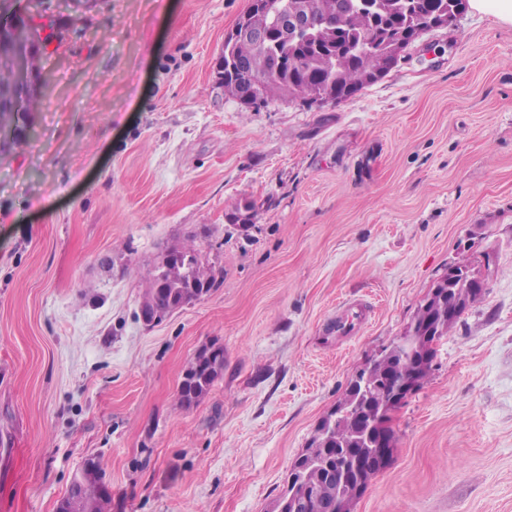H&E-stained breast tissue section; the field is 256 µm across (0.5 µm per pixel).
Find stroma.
<instances>
[{"label":"stroma","instance_id":"1","mask_svg":"<svg viewBox=\"0 0 512 512\" xmlns=\"http://www.w3.org/2000/svg\"><path fill=\"white\" fill-rule=\"evenodd\" d=\"M43 6L51 87L0 143V512H56L90 456L112 512H266L459 262L483 296L353 512H512V26L469 9L346 101L248 107L219 60L249 0ZM189 245L220 285L144 324ZM354 300L369 323L326 342ZM213 342L224 373L183 406ZM224 369V347L215 354L206 348L198 352L184 369L178 396L182 405L191 406L204 397Z\"/></svg>","mask_w":512,"mask_h":512}]
</instances>
